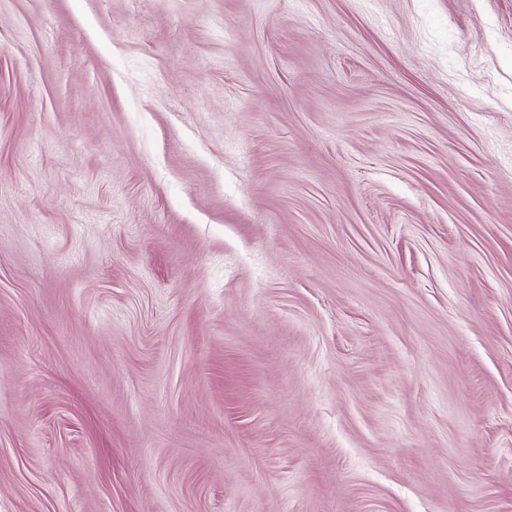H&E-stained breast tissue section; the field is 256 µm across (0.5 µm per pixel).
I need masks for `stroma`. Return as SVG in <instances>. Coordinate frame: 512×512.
I'll return each instance as SVG.
<instances>
[{
	"instance_id": "1",
	"label": "stroma",
	"mask_w": 512,
	"mask_h": 512,
	"mask_svg": "<svg viewBox=\"0 0 512 512\" xmlns=\"http://www.w3.org/2000/svg\"><path fill=\"white\" fill-rule=\"evenodd\" d=\"M0 512H512V0H0Z\"/></svg>"
}]
</instances>
